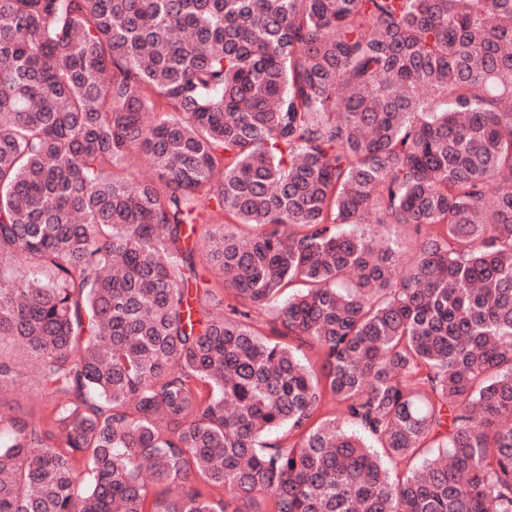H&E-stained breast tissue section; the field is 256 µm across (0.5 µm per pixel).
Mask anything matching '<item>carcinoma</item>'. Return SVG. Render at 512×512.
I'll list each match as a JSON object with an SVG mask.
<instances>
[{"label":"carcinoma","instance_id":"cac0c4a2","mask_svg":"<svg viewBox=\"0 0 512 512\" xmlns=\"http://www.w3.org/2000/svg\"><path fill=\"white\" fill-rule=\"evenodd\" d=\"M0 408V512H512V0H0ZM193 261L196 264L200 280V294H202L201 290L203 288H219L218 276L204 256V245L202 242L194 253ZM24 383L12 395V398L18 400L22 405L38 406L42 401L43 393L41 383L34 370L28 363H24Z\"/></svg>","mask_w":512,"mask_h":512}]
</instances>
